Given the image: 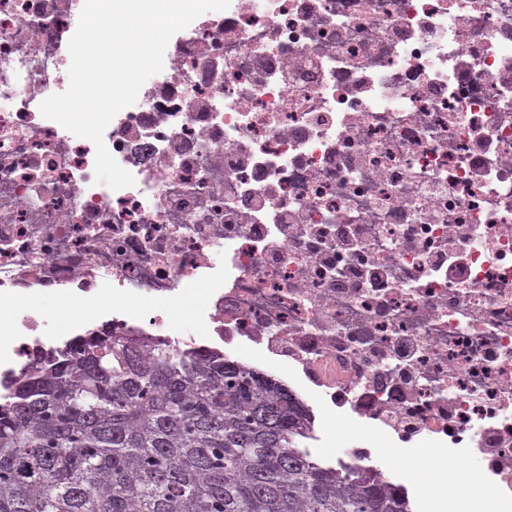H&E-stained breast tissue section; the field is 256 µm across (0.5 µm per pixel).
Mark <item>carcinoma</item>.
Masks as SVG:
<instances>
[{"instance_id":"1","label":"carcinoma","mask_w":512,"mask_h":512,"mask_svg":"<svg viewBox=\"0 0 512 512\" xmlns=\"http://www.w3.org/2000/svg\"><path fill=\"white\" fill-rule=\"evenodd\" d=\"M310 409L218 352L110 331L0 401V512H410L309 447Z\"/></svg>"}]
</instances>
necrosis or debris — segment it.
<instances>
[{
	"label": "necrosis or debris",
	"instance_id": "1",
	"mask_svg": "<svg viewBox=\"0 0 512 512\" xmlns=\"http://www.w3.org/2000/svg\"><path fill=\"white\" fill-rule=\"evenodd\" d=\"M83 3L0 0V397L106 329L217 350L423 456L417 512H512V0L205 12L105 130L117 191L39 109Z\"/></svg>",
	"mask_w": 512,
	"mask_h": 512
}]
</instances>
